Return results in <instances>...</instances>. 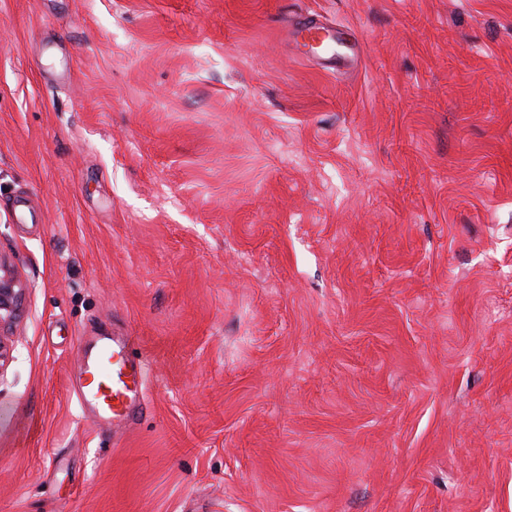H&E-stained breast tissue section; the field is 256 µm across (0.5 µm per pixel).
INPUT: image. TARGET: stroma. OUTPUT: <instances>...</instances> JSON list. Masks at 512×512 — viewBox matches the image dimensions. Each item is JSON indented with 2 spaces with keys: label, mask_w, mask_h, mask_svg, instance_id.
Returning a JSON list of instances; mask_svg holds the SVG:
<instances>
[{
  "label": "stroma",
  "mask_w": 512,
  "mask_h": 512,
  "mask_svg": "<svg viewBox=\"0 0 512 512\" xmlns=\"http://www.w3.org/2000/svg\"><path fill=\"white\" fill-rule=\"evenodd\" d=\"M0 254V512H512V0H0ZM292 26L293 41L297 47L301 45V41L306 40L315 42L318 46H321L327 39V48L324 51L313 54L326 52L333 44H336V32L326 27L315 18L306 17L295 20ZM26 283L0 254V377L13 359V346L4 334L19 316ZM85 383L76 388L80 406L94 407L98 418L110 425H129L144 399L146 368L143 358L126 342L103 338L93 356L85 359Z\"/></svg>",
  "instance_id": "35a3bbf8"
}]
</instances>
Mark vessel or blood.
Masks as SVG:
<instances>
[{"label":"vessel or blood","mask_w":512,"mask_h":512,"mask_svg":"<svg viewBox=\"0 0 512 512\" xmlns=\"http://www.w3.org/2000/svg\"><path fill=\"white\" fill-rule=\"evenodd\" d=\"M294 40L335 44L336 33L319 20L306 17L294 21ZM86 379L75 392L79 405L94 407L98 418L113 426L129 425L144 398L146 368L142 357L127 343L101 339L93 356L84 363Z\"/></svg>","instance_id":"obj_1"}]
</instances>
